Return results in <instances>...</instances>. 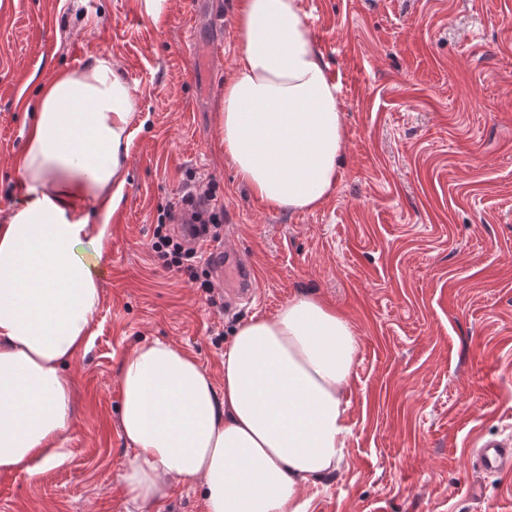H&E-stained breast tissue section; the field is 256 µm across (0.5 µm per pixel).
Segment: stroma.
I'll use <instances>...</instances> for the list:
<instances>
[{
	"label": "stroma",
	"instance_id": "obj_1",
	"mask_svg": "<svg viewBox=\"0 0 512 512\" xmlns=\"http://www.w3.org/2000/svg\"><path fill=\"white\" fill-rule=\"evenodd\" d=\"M0 0V219L22 196L13 162L37 86L108 55L141 105L112 235L96 269L91 342L66 373L75 413L62 466L0 475V512H205L193 484L135 508L118 475L120 369L161 338L216 383L238 324L314 295L358 339L344 461L310 512H512V475L473 450L512 442V0H299L341 86L338 185L313 211H269L216 147L237 28L187 55L188 0ZM212 176L228 253L254 297L208 304L150 243L187 172Z\"/></svg>",
	"mask_w": 512,
	"mask_h": 512
}]
</instances>
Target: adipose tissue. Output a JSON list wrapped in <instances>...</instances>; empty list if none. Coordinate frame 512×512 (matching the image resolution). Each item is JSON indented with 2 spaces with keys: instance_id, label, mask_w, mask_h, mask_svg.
I'll list each match as a JSON object with an SVG mask.
<instances>
[{
  "instance_id": "ef3b65f1",
  "label": "adipose tissue",
  "mask_w": 512,
  "mask_h": 512,
  "mask_svg": "<svg viewBox=\"0 0 512 512\" xmlns=\"http://www.w3.org/2000/svg\"><path fill=\"white\" fill-rule=\"evenodd\" d=\"M238 53L217 141L238 180L273 211L314 210L334 192L346 146L339 87L299 0H241ZM140 104L100 56L37 91L15 161L24 197L0 221V474L64 464L74 414L65 367L90 343L102 293L82 243L111 234ZM104 201L100 223L86 206ZM351 322L300 295L240 324L224 382L155 339L124 361L120 479L138 507L172 482L200 484L206 512H309L303 495L336 471L349 432Z\"/></svg>"
}]
</instances>
